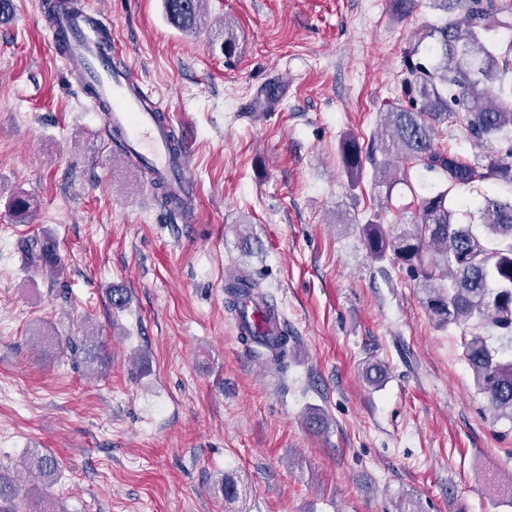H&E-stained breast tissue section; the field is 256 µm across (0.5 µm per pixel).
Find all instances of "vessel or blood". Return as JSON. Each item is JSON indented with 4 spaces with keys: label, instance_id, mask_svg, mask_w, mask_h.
<instances>
[{
    "label": "vessel or blood",
    "instance_id": "1",
    "mask_svg": "<svg viewBox=\"0 0 512 512\" xmlns=\"http://www.w3.org/2000/svg\"><path fill=\"white\" fill-rule=\"evenodd\" d=\"M45 30L52 46H65V70L77 86L89 92L105 128L121 132L116 152L148 165L177 198L186 202L195 198L199 186L191 173L190 144L176 151L170 148L169 127L156 115L155 92L121 63L111 37L89 22L82 11L72 9L47 22ZM236 326L272 334L284 330L280 318L270 317L266 305L249 297L241 300Z\"/></svg>",
    "mask_w": 512,
    "mask_h": 512
}]
</instances>
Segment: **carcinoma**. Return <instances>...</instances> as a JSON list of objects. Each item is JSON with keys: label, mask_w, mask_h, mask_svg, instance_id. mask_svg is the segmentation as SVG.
Masks as SVG:
<instances>
[{"label": "carcinoma", "mask_w": 512, "mask_h": 512, "mask_svg": "<svg viewBox=\"0 0 512 512\" xmlns=\"http://www.w3.org/2000/svg\"><path fill=\"white\" fill-rule=\"evenodd\" d=\"M205 0H163L168 23L187 35L208 26ZM466 13L467 28L455 21L432 26L404 52L399 96L379 114L388 139L363 151L352 137L338 146L350 185H360L365 162L375 173L374 186L391 195L408 183L407 171L418 167L438 177L419 198L415 215L406 224H379L369 219L357 225L370 256L388 257L405 269L425 291L429 313L442 325L463 334V356L474 383L498 418L512 422V195L484 192L475 200L457 195L460 189L490 182L512 187V71L509 56L486 44L491 25L483 0H457ZM462 129L478 145L498 143L486 156L467 160L440 149L436 138L445 129ZM381 157H376V154ZM34 257L57 271L60 259L54 242H33ZM228 309L237 310L240 295L260 298L259 283L246 274L226 285ZM255 359L280 366L288 354V336H242ZM364 380L377 388L386 377L380 363L368 365ZM37 475L48 487L61 466L52 451L33 448L24 458V471L14 475L0 466V512H16L25 476ZM224 503L239 500L237 480L224 474Z\"/></svg>", "instance_id": "obj_1"}]
</instances>
